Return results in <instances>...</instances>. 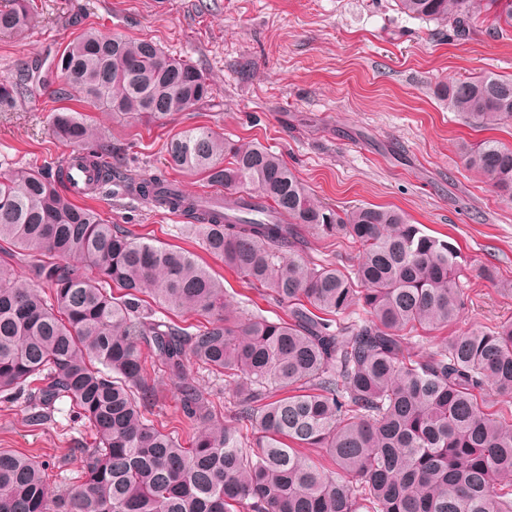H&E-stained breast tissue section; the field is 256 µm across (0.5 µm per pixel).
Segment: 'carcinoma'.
Returning a JSON list of instances; mask_svg holds the SVG:
<instances>
[{
  "instance_id": "1",
  "label": "carcinoma",
  "mask_w": 512,
  "mask_h": 512,
  "mask_svg": "<svg viewBox=\"0 0 512 512\" xmlns=\"http://www.w3.org/2000/svg\"><path fill=\"white\" fill-rule=\"evenodd\" d=\"M401 13L469 39L473 16L489 33L512 28V0H397ZM35 0L0 7V34L23 36ZM58 98L157 127L173 112L210 102L194 66L154 41L90 27L55 54ZM448 109L493 130L512 122V79L494 73L443 85ZM51 130L87 154L98 186L112 165L96 128L70 108ZM466 165L512 202V147L462 143ZM171 168L224 190L212 206L154 176L136 183L145 200L186 218L202 246L224 259L287 318L232 305L224 283L194 254L107 224L74 201L62 160L0 172V397L27 403L46 424L58 401L94 432L76 449L83 481L55 494L47 463L0 449V512H512V321L475 327L424 354L412 333L444 327L467 301V261L397 209L320 204L281 156L234 144L208 126L173 135ZM347 239L341 260L307 263L304 232ZM26 267L18 276L12 261ZM165 310L201 321L180 326ZM158 357L179 383V432L147 414L157 397L143 358ZM198 365L232 387V425L187 379ZM324 450L334 465L299 452Z\"/></svg>"
}]
</instances>
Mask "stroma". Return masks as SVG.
<instances>
[{
  "label": "stroma",
  "mask_w": 512,
  "mask_h": 512,
  "mask_svg": "<svg viewBox=\"0 0 512 512\" xmlns=\"http://www.w3.org/2000/svg\"><path fill=\"white\" fill-rule=\"evenodd\" d=\"M36 2L40 16L25 38L0 36V81H18L87 26L153 40L194 65L212 88L211 104L172 113L161 128L92 113L112 146L115 171L133 179L159 174L167 139L195 126L261 144L282 155L319 202L399 207L429 234L454 239L469 263L494 268V283L466 272L461 318L417 339L413 352L470 327L512 320V294L497 286L512 279V203L500 200L459 150L488 137L512 144V123L489 132L469 126L438 95L452 80L512 77V29L488 34L480 13L472 37L455 41L445 28L399 13L396 0ZM52 90L20 88L13 107L0 111V157L23 166L69 154L49 131L51 110L64 105ZM78 202L138 236L202 256L235 305L280 315L205 254L180 216L108 185ZM27 414L23 401H0V448L48 463L50 487L62 492L76 483L77 450L92 442V432L65 402L38 428Z\"/></svg>",
  "instance_id": "35a3bbf8"
}]
</instances>
